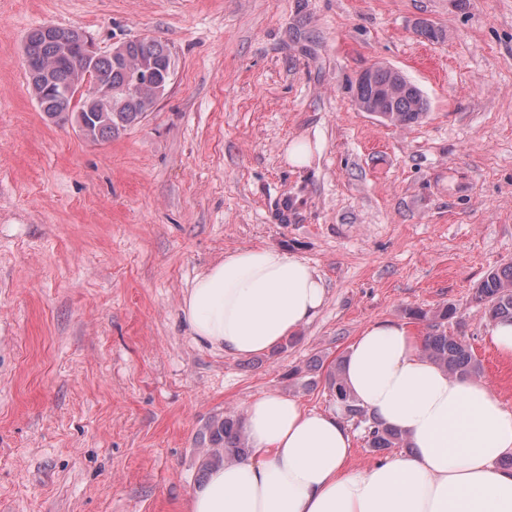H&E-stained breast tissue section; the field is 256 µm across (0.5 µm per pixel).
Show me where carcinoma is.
<instances>
[{
    "instance_id": "carcinoma-1",
    "label": "carcinoma",
    "mask_w": 512,
    "mask_h": 512,
    "mask_svg": "<svg viewBox=\"0 0 512 512\" xmlns=\"http://www.w3.org/2000/svg\"><path fill=\"white\" fill-rule=\"evenodd\" d=\"M75 30L55 28L50 39L28 35L25 55L38 61L54 58L63 44L78 38ZM128 54L135 61H142L153 69V76L160 82L166 81L165 72L169 68L171 54L168 48L157 40L143 41L127 45ZM86 67L81 56H74L59 66L52 75L55 82L63 83L79 70ZM97 77L112 84V111L101 112L93 125V141L110 140L127 128L139 123L153 110L156 101L131 91V73L126 65L102 55L93 62ZM393 71L387 67L378 68L369 78L360 75L354 84V95L358 100H384L387 112L383 118L390 122L413 124L423 117L427 101L417 91L405 96L389 95L387 89L392 83ZM40 111L56 122H68L74 114L71 99L59 97L54 92H44L38 102ZM474 299L484 305L485 313L491 320L512 319V263L493 270L475 288ZM457 309L445 304L435 310L414 308L409 311L413 318L427 323V333L423 338L422 352L437 365L452 375L478 376L482 366L475 357L472 347L465 339L448 334V323L456 317ZM341 364L328 374V388L341 409L343 418L362 428L369 451L382 453L389 448H406L405 436L383 426L375 417L368 414L344 388L341 377ZM201 442L206 447L199 464L200 477L215 466L232 461L248 450L247 438L243 431L242 418L226 411L209 417L200 430Z\"/></svg>"
}]
</instances>
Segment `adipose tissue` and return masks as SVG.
Instances as JSON below:
<instances>
[{
  "label": "adipose tissue",
  "mask_w": 512,
  "mask_h": 512,
  "mask_svg": "<svg viewBox=\"0 0 512 512\" xmlns=\"http://www.w3.org/2000/svg\"><path fill=\"white\" fill-rule=\"evenodd\" d=\"M323 278L275 247L234 250L187 288L181 313L196 343L233 356L280 346L325 303ZM348 392L404 433L406 453L351 471L339 410L272 392L243 416L250 451L213 469L188 512H512V410L487 382L451 376L416 336L389 320L368 325L344 358Z\"/></svg>",
  "instance_id": "1"
}]
</instances>
